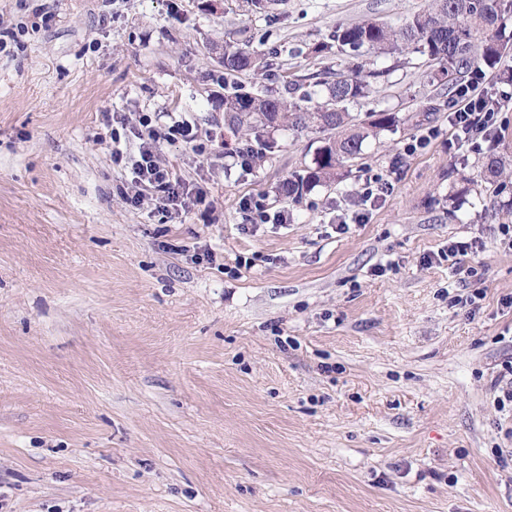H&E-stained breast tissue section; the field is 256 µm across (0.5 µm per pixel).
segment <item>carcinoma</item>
Instances as JSON below:
<instances>
[{"instance_id":"1","label":"carcinoma","mask_w":512,"mask_h":512,"mask_svg":"<svg viewBox=\"0 0 512 512\" xmlns=\"http://www.w3.org/2000/svg\"><path fill=\"white\" fill-rule=\"evenodd\" d=\"M511 16L500 9V0H429L427 8L406 17L399 27L371 20L338 25L330 41L315 52L336 50V56L349 60V75L333 77L325 71L313 75L309 84L285 83L288 93L297 96L295 101L267 85L255 91L241 88L224 96V115L231 117L227 127L237 137L254 136L255 145L247 151L259 161L278 148L273 128L322 135L311 164L277 187L280 195L297 201L304 192L335 178L338 169L362 153L368 139L398 127V117L388 110L369 112L364 120L349 111L369 97L370 79L384 75L364 72L360 57L415 55L436 67L437 83L451 90L466 75L476 83L485 69L497 68L505 43L512 40L506 25ZM220 65L226 79L250 71L267 75L263 58L239 46H225Z\"/></svg>"}]
</instances>
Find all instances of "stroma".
<instances>
[{"instance_id":"1","label":"stroma","mask_w":512,"mask_h":512,"mask_svg":"<svg viewBox=\"0 0 512 512\" xmlns=\"http://www.w3.org/2000/svg\"><path fill=\"white\" fill-rule=\"evenodd\" d=\"M425 5L0 0V512H512V183L485 174L512 107L489 145L460 143L429 67L369 54L381 76L351 112L400 123L334 180L278 194L310 134L278 131L247 171L228 155L225 42L278 77L344 75L314 51L337 25ZM144 115L205 145L161 151L204 204L121 193L112 138L136 152ZM376 175L389 192L361 204ZM245 197L271 217L254 233ZM204 246L221 265L193 261Z\"/></svg>"}]
</instances>
